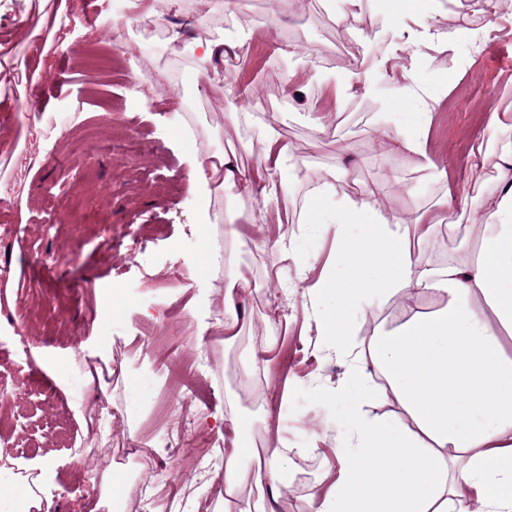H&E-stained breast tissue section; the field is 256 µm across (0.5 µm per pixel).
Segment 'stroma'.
<instances>
[{
  "instance_id": "1",
  "label": "stroma",
  "mask_w": 512,
  "mask_h": 512,
  "mask_svg": "<svg viewBox=\"0 0 512 512\" xmlns=\"http://www.w3.org/2000/svg\"><path fill=\"white\" fill-rule=\"evenodd\" d=\"M218 0H49L65 10L68 42L31 51L27 0H0V132L24 136L26 166L0 154V220H17L20 231L0 239V481L12 464L50 466L62 491L48 512H92L97 493L77 498L74 483L89 481L75 455L100 460L125 484L126 512H216L218 493L206 490L212 472L224 469L232 435L224 416L236 407L253 441L261 426L280 423L285 477L303 474L294 499L278 498L276 512H298L325 472L337 471L344 445L348 401L336 390L351 368L337 357L317 324L332 312L314 308L307 288L323 266L351 279L345 253L331 232L304 224L300 215L311 181L339 171L353 191H366L394 176L406 191L387 195L388 210L416 215L433 209L447 193L475 195L495 181L501 142L488 123L471 124L454 109L459 84L489 93L491 108L512 118V12L493 13L487 0H407L406 12L388 0H365L343 17L342 0H238L231 11ZM427 10L431 31L448 48L414 56L418 32L411 12ZM229 19L233 29L256 33L235 55L236 76L224 65L198 70L186 43L206 39L202 15ZM495 17L493 37L474 28L454 36L461 21ZM182 39L174 43L171 31ZM114 47L123 70L86 68L72 52L88 44ZM298 51L332 73L356 62L365 74L354 89L310 80L275 52ZM410 77L418 99L400 86ZM246 87L255 122L228 127L236 111L235 87ZM435 106L428 140L434 168L420 169L396 153L371 122L389 113L401 128L415 124L422 102ZM329 115L317 129L313 105ZM198 130L188 138L180 118ZM275 132L288 147L276 176L288 188L287 215L277 243L258 242L263 215L257 194L224 188L203 203L190 157L205 152L234 157L245 171L261 161L258 146ZM483 147L484 161L464 159L458 141ZM446 177H438L437 169ZM226 215L201 224L202 207ZM68 221L55 224L53 211ZM223 262L199 268L207 249ZM249 279L241 335L224 340L226 262ZM280 322H270L273 314ZM263 320L261 339L252 325ZM296 349L289 373L252 378L243 367L264 355L278 336ZM62 370L91 374L110 421L101 435L78 415L75 399L31 353L32 347ZM145 450L136 461L115 463L116 445ZM207 451L212 472L189 459Z\"/></svg>"
}]
</instances>
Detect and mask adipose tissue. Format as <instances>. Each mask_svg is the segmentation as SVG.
I'll list each match as a JSON object with an SVG mask.
<instances>
[{"label":"adipose tissue","instance_id":"ef3b65f1","mask_svg":"<svg viewBox=\"0 0 512 512\" xmlns=\"http://www.w3.org/2000/svg\"><path fill=\"white\" fill-rule=\"evenodd\" d=\"M253 38L248 30L196 41L187 50L204 68L224 53H240ZM431 120V113L423 112L414 127L396 130L386 115L374 118L385 137L424 169L433 165L426 149ZM489 124L510 143L499 157L500 177L471 198L448 194L440 212L385 214L382 198L393 191L391 180L368 192H349L334 172L310 191L304 223H322L324 202L335 199L336 235L357 281L352 288L332 274L311 289L316 302L336 306L335 320L324 323L322 333L337 354H347L349 336L368 310L403 290L432 291L444 303L376 332L367 356L355 362L338 393L352 402L345 446L337 451L343 468L334 484L309 495L302 512H512V356L505 349L512 338V123L494 111ZM287 151V144L268 134L260 143L262 162L250 171L221 154L193 159L198 192L210 196L218 181L247 193L260 188L264 221L277 223L288 189L275 173ZM476 213L478 248L464 249L440 267L423 264L410 250V237L430 238L443 225L455 229L464 216ZM356 226L363 227L362 235H353ZM377 264L384 276L367 277V269ZM250 292L240 273L225 290L227 341L241 333ZM371 369L383 376L409 424L364 412V376ZM225 421L233 440L224 451V512H266L265 505L243 504L241 491L250 484L277 492L285 456L275 442H267L263 465L248 469L244 461L254 450L246 426L231 414ZM55 488L48 472L19 475L0 486V500L11 512H39Z\"/></svg>","mask_w":512,"mask_h":512}]
</instances>
